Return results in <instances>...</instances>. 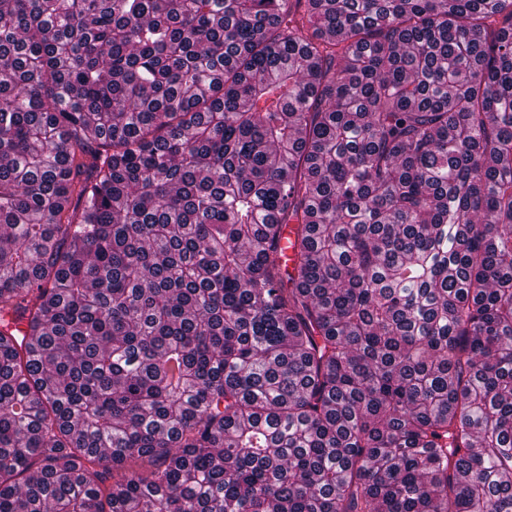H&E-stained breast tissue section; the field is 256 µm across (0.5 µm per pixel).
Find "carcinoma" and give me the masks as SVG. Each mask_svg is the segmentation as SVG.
Instances as JSON below:
<instances>
[{"mask_svg":"<svg viewBox=\"0 0 512 512\" xmlns=\"http://www.w3.org/2000/svg\"><path fill=\"white\" fill-rule=\"evenodd\" d=\"M0 512H512V0H0Z\"/></svg>","mask_w":512,"mask_h":512,"instance_id":"obj_1","label":"carcinoma"}]
</instances>
